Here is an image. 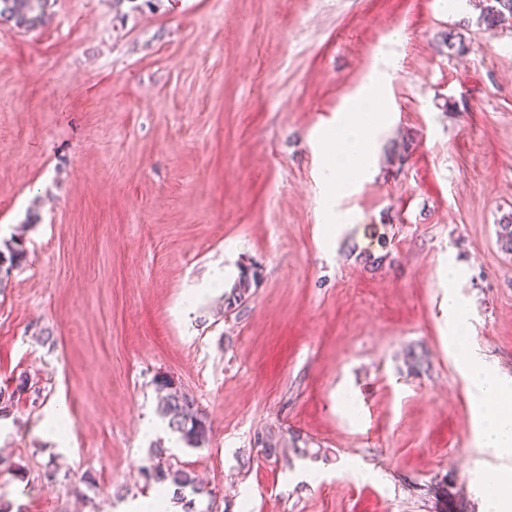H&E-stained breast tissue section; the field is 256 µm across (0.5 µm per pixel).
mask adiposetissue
<instances>
[{"instance_id":"obj_1","label":"adipose tissue","mask_w":512,"mask_h":512,"mask_svg":"<svg viewBox=\"0 0 512 512\" xmlns=\"http://www.w3.org/2000/svg\"><path fill=\"white\" fill-rule=\"evenodd\" d=\"M381 125L380 116L367 117L355 111L348 113L336 131L326 137L321 195L333 231H341L347 221L346 215L335 209L338 199L353 190L357 178L371 171ZM468 320L467 307L456 296H449L448 333L451 342L459 348L457 366L469 383L478 439L497 456L512 458V408L506 406L507 399L512 397V385L503 382L481 358L463 347Z\"/></svg>"}]
</instances>
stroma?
Masks as SVG:
<instances>
[{"label": "stroma", "instance_id": "35a3bbf8", "mask_svg": "<svg viewBox=\"0 0 512 512\" xmlns=\"http://www.w3.org/2000/svg\"><path fill=\"white\" fill-rule=\"evenodd\" d=\"M48 12L0 24V239L26 251L0 291V386L40 390L0 417V503L142 512L173 493L143 469L170 464L211 490L197 512H482L512 458L479 445L444 267L464 268L469 347L512 380V20L486 30L468 0ZM373 88L377 173L340 199L338 235L320 142ZM158 375L206 411L208 445L167 430ZM59 406L66 430L41 436ZM258 279V271L253 267L242 268L238 276V280L232 290L224 296V305L227 310H235L242 306L250 296L251 288L256 285Z\"/></svg>", "mask_w": 512, "mask_h": 512}]
</instances>
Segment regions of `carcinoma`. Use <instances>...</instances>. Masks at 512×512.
Listing matches in <instances>:
<instances>
[{
  "label": "carcinoma",
  "instance_id": "cac0c4a2",
  "mask_svg": "<svg viewBox=\"0 0 512 512\" xmlns=\"http://www.w3.org/2000/svg\"><path fill=\"white\" fill-rule=\"evenodd\" d=\"M49 0H0V23H10L22 32H30L43 26L48 18ZM480 20L488 29L501 25L503 18L512 15V0H477ZM25 259L22 240L11 237L0 245V290L6 288L14 270L18 269ZM258 271L253 267H245L240 271L238 280L232 290L224 296V305L228 310L242 306L251 296V288L257 283ZM158 389L165 392L161 400L160 412L167 420V427L180 435L181 440L191 448H201L208 444L211 434V423L206 412L189 393L174 386L166 377L155 379ZM30 390L29 378L22 375L13 388L0 387V415H3ZM148 482H170L177 493L189 488L194 493L203 492L198 485L195 474L171 466L165 468L159 464L143 470Z\"/></svg>",
  "mask_w": 512,
  "mask_h": 512
}]
</instances>
